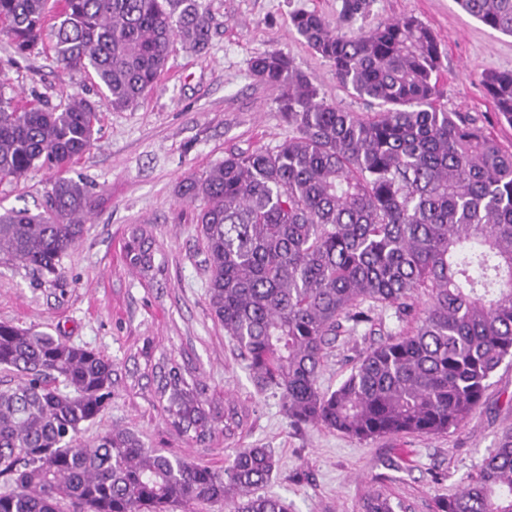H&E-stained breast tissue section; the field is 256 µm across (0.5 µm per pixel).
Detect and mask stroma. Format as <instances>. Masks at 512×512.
Segmentation results:
<instances>
[{
	"mask_svg": "<svg viewBox=\"0 0 512 512\" xmlns=\"http://www.w3.org/2000/svg\"><path fill=\"white\" fill-rule=\"evenodd\" d=\"M211 39L195 53L173 42L155 87L133 107L115 110L97 79L67 70L53 51L8 64L0 36V94L63 109L70 95L99 105L100 132L70 170L96 198L83 237L61 260L57 276H39L0 262V322L36 327L97 351L114 369L112 396L86 437L130 427L155 448L221 471L244 448L271 449L277 468L262 494L287 512H360L380 486L411 506L434 512L454 494L484 456L512 435V361L489 381L480 406L459 427L440 435L399 434L361 441L323 427L291 425L278 393L260 390L237 345L210 313L194 222L180 182L223 160L231 150L274 149L293 134L276 92L250 71L253 57L282 51L309 74L327 101L350 112L377 103L346 93L333 68L298 36L291 16L315 11L342 33L412 15L437 36L444 52V100L449 111L476 118L508 150L512 123L495 112L482 85L484 72L512 70V37L463 12L455 0H368L364 13L343 19L344 0H205ZM51 177L36 168L0 183V207L37 209ZM156 239V272L143 276L124 259L133 226ZM378 334L338 336L324 355L322 390L336 389L371 346L408 328L393 310L376 309ZM172 356L196 376L217 412L242 420L233 432L195 441L171 424L156 391L152 367Z\"/></svg>",
	"mask_w": 512,
	"mask_h": 512,
	"instance_id": "1",
	"label": "stroma"
}]
</instances>
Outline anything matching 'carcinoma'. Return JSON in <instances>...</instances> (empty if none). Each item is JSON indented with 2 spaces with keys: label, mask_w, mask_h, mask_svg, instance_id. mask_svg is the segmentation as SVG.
<instances>
[{
  "label": "carcinoma",
  "mask_w": 512,
  "mask_h": 512,
  "mask_svg": "<svg viewBox=\"0 0 512 512\" xmlns=\"http://www.w3.org/2000/svg\"><path fill=\"white\" fill-rule=\"evenodd\" d=\"M489 28L512 36V0H456ZM296 33L329 61L348 93L380 110L349 112L321 95L282 52L260 54L252 75L279 92L295 134L277 149L229 152L178 187L197 213L208 303L233 337L256 385L280 394L294 424L359 440L439 435L479 407L487 383L512 359V151L440 85L443 52L413 17L347 36L316 11L293 13ZM83 69L114 109L133 107L163 72L173 40L201 53L210 42L204 0H0V35L24 58L43 46ZM482 83L512 121V71ZM98 105L75 95L62 110L0 95V182L40 166L54 173L41 211L0 209V256L41 274L85 232L94 207L86 185L63 176L93 145ZM131 269H154L155 241L142 225L125 244ZM414 326L367 350L333 391L319 385L326 348L372 311L400 318L418 299ZM171 424L202 441L216 417L175 359L155 366ZM0 512H285L257 493L276 460L244 448L222 472L149 447L131 428L91 439L87 425L111 396L112 362L36 328L0 322ZM360 512H408L381 489ZM435 512H512V435Z\"/></svg>",
  "instance_id": "1"
}]
</instances>
